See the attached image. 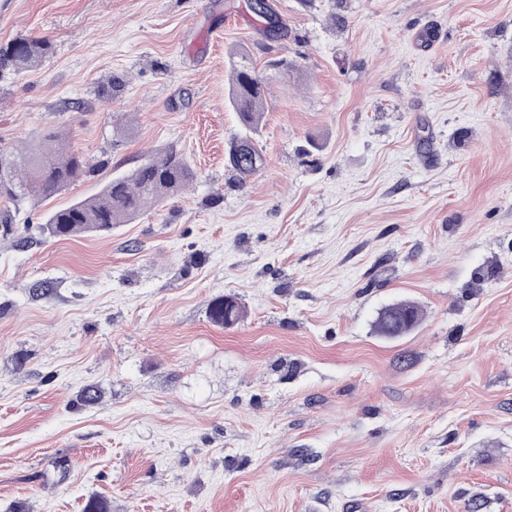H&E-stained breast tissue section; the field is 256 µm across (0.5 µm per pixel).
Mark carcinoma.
<instances>
[{"label": "carcinoma", "instance_id": "cac0c4a2", "mask_svg": "<svg viewBox=\"0 0 512 512\" xmlns=\"http://www.w3.org/2000/svg\"><path fill=\"white\" fill-rule=\"evenodd\" d=\"M47 37H23L0 45V79L7 74H20L38 67L52 53ZM228 101L239 117L243 134L231 145V160L239 173L250 175L263 164V154L252 136L265 103L261 78L253 68L239 62L231 72ZM59 136L50 131L36 149L15 155L0 149V224L14 223L31 199L48 197L64 190L85 174L94 172L81 154L67 151L57 142ZM195 172L176 153H167L135 168L130 174L108 182L96 196L76 201L51 212L42 225L53 238L66 239L82 233L109 234L118 224H126L144 209L159 205L194 181ZM420 320L418 308L410 302L394 303L380 312L376 327L386 337H399L410 332ZM102 390L87 386L78 394V403L93 406L100 402Z\"/></svg>", "mask_w": 512, "mask_h": 512}]
</instances>
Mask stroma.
Here are the masks:
<instances>
[{
	"instance_id": "obj_1",
	"label": "stroma",
	"mask_w": 512,
	"mask_h": 512,
	"mask_svg": "<svg viewBox=\"0 0 512 512\" xmlns=\"http://www.w3.org/2000/svg\"><path fill=\"white\" fill-rule=\"evenodd\" d=\"M269 3L275 38L250 0H0V44L53 43L0 81V148L53 130L97 166L0 237V512H512V0ZM169 151V201L42 235ZM265 100L261 78L252 67L239 62L231 72L228 101L237 112L244 131L233 139L230 151L233 166L243 175L254 173L263 164V154L251 134L262 118ZM409 314V318L406 314ZM420 320L418 308L410 302L394 303L380 312L376 327L381 336L399 337L410 332Z\"/></svg>"
}]
</instances>
